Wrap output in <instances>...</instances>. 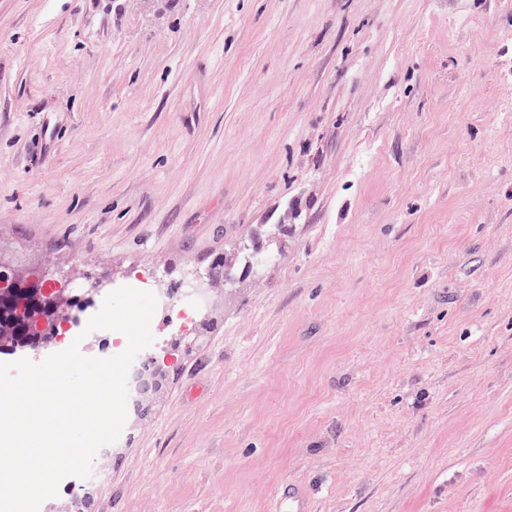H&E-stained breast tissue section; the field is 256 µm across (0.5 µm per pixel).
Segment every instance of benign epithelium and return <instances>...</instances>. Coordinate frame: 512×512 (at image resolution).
<instances>
[{
    "mask_svg": "<svg viewBox=\"0 0 512 512\" xmlns=\"http://www.w3.org/2000/svg\"><path fill=\"white\" fill-rule=\"evenodd\" d=\"M76 301L79 296L64 297V289L53 288L38 277L0 280V322L10 327L19 337L20 345L36 350L50 337L59 336L56 306L66 300ZM156 383L155 374L143 367L135 371L132 394L142 402Z\"/></svg>",
    "mask_w": 512,
    "mask_h": 512,
    "instance_id": "obj_1",
    "label": "benign epithelium"
}]
</instances>
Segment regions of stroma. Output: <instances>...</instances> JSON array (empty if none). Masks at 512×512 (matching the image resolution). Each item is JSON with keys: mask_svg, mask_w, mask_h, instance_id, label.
Returning <instances> with one entry per match:
<instances>
[{"mask_svg": "<svg viewBox=\"0 0 512 512\" xmlns=\"http://www.w3.org/2000/svg\"><path fill=\"white\" fill-rule=\"evenodd\" d=\"M511 81L512 0H0V272L230 260L39 512H512ZM156 383L155 373H149L147 367L135 371L132 381V394L136 402L141 403L152 391ZM274 511L312 512L311 497L300 484L295 482L285 484L280 487L276 494Z\"/></svg>", "mask_w": 512, "mask_h": 512, "instance_id": "35a3bbf8", "label": "stroma"}]
</instances>
